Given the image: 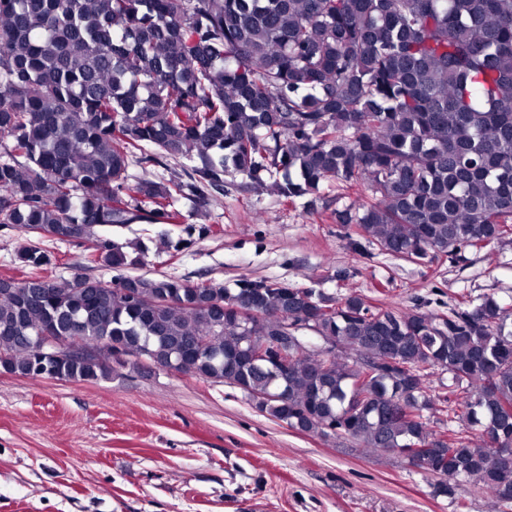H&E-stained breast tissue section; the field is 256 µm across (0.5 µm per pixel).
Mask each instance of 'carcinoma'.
<instances>
[{"mask_svg":"<svg viewBox=\"0 0 512 512\" xmlns=\"http://www.w3.org/2000/svg\"><path fill=\"white\" fill-rule=\"evenodd\" d=\"M181 173L128 184L134 164ZM282 196L331 182L369 194L336 212L351 244L396 257L462 256L512 233V0H0V224L76 240L120 272L0 278V373L45 377L32 338L118 344L176 372L233 385L288 427L375 450L437 443L423 469L512 503V313L492 299L446 315L340 303L286 281L125 276L140 264L103 226L172 224L236 178ZM40 268L37 249L17 254ZM254 298L261 326L233 309ZM309 322L353 364L257 336ZM467 383L481 443L434 432L426 367ZM60 380L112 375L82 350Z\"/></svg>","mask_w":512,"mask_h":512,"instance_id":"1","label":"carcinoma"}]
</instances>
